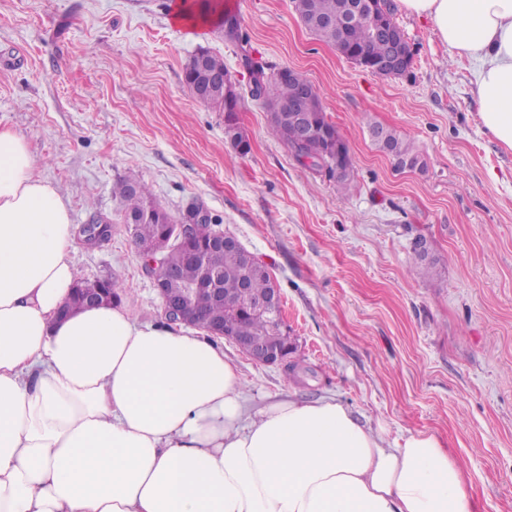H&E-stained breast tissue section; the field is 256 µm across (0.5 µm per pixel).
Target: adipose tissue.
<instances>
[{"label":"adipose tissue","mask_w":512,"mask_h":512,"mask_svg":"<svg viewBox=\"0 0 512 512\" xmlns=\"http://www.w3.org/2000/svg\"><path fill=\"white\" fill-rule=\"evenodd\" d=\"M477 63L486 130L512 148V0H399ZM0 130V512H472L440 440L396 442L333 399L246 416L236 365L205 334L125 304L61 315L75 226Z\"/></svg>","instance_id":"ef3b65f1"}]
</instances>
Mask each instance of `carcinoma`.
<instances>
[{
    "instance_id": "cac0c4a2",
    "label": "carcinoma",
    "mask_w": 512,
    "mask_h": 512,
    "mask_svg": "<svg viewBox=\"0 0 512 512\" xmlns=\"http://www.w3.org/2000/svg\"><path fill=\"white\" fill-rule=\"evenodd\" d=\"M294 8L305 29L324 43L341 45L339 53L349 60L355 61L361 56L378 60L387 50L383 37L364 20L365 0H294ZM193 15L204 24L224 30V36L229 40L239 38L238 23L224 15L223 0H198ZM248 69L250 95L262 101L268 112L271 135L290 148L297 142V132L306 128L310 135L305 152L332 161L336 147L344 144V140L327 118L322 95L314 84L297 71L293 81H279L267 76L264 66L252 60ZM228 75L224 59L209 51L204 64H199L194 54L184 64V83L187 85L195 80L202 82L210 77L224 78ZM239 102L238 98L222 99L217 96L202 100V103L224 113L225 136L234 152L243 156L250 151V142L238 122ZM290 104L296 105L299 113L285 111ZM368 133L377 149L390 156L396 169L422 171L426 168L424 157L397 131L371 123ZM112 193L122 203L124 223L128 224L135 243L161 236L166 226L174 223L170 215L153 201L148 186L137 179L118 181ZM438 263L435 256H425L418 248H413V264L421 273L436 274ZM168 265L175 271L179 282H192L200 275V266L187 259L179 249L169 253ZM220 283L224 288V330L235 336L263 340L268 335L267 322L248 309V298L276 287L267 268L249 267L243 263L240 253L226 250ZM196 306L201 311L196 328L204 330L208 327L209 317L219 313V305L211 302L208 295L200 294L196 298Z\"/></svg>"
}]
</instances>
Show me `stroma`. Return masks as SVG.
<instances>
[{
  "label": "stroma",
  "instance_id": "stroma-1",
  "mask_svg": "<svg viewBox=\"0 0 512 512\" xmlns=\"http://www.w3.org/2000/svg\"><path fill=\"white\" fill-rule=\"evenodd\" d=\"M176 0H0V128L25 137L77 234L79 279L114 280L141 323L164 320L113 185L145 183L173 219L194 203L265 263L283 302L303 381L220 345L249 412L270 396L334 399L388 440L435 434L461 465L475 512H512V149L483 127L475 62L433 22L392 4L413 58L383 79L301 24L292 0H238L242 40L173 23ZM212 51L237 82L251 150L197 101L183 64ZM290 67L322 93L345 140L348 190L298 162L249 94L245 59ZM377 122L412 142L425 171L395 170ZM110 227L87 240L91 214ZM424 237L440 272L415 269Z\"/></svg>",
  "mask_w": 512,
  "mask_h": 512
}]
</instances>
